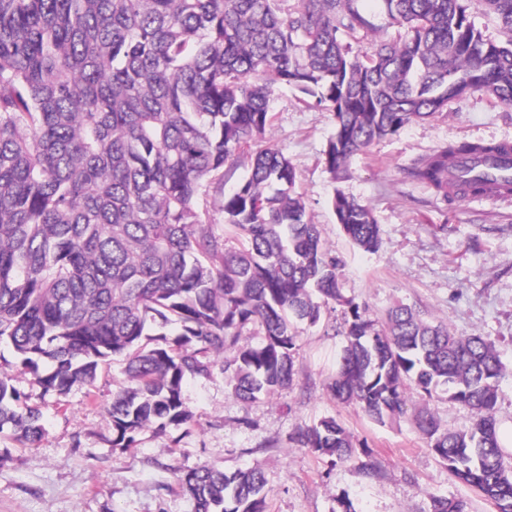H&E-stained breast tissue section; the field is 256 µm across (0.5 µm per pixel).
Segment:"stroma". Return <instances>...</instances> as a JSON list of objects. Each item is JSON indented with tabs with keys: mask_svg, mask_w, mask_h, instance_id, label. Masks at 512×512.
<instances>
[{
	"mask_svg": "<svg viewBox=\"0 0 512 512\" xmlns=\"http://www.w3.org/2000/svg\"><path fill=\"white\" fill-rule=\"evenodd\" d=\"M333 112L283 91L274 104L271 143L296 169L310 219L341 260L346 298L370 317L403 303L456 334L478 333L494 344L503 365L496 417L512 424V199L437 200L413 180V159L455 141L512 142V105L482 92L450 99L442 112L355 156L348 178L327 172L324 151L334 132ZM371 208L380 226L376 252L353 247L330 201L335 190ZM343 307L325 308L320 323L301 325L292 386L254 402L232 398L222 374L187 379L183 397L194 413L185 428L143 431L137 447L112 445L106 403L125 381L114 358L90 387L60 396L43 393L13 357L0 372L39 406L48 434L21 444L0 437V512H194L180 478L188 469L227 470L261 465L270 489L269 512H428L430 496L467 504V512H496L494 504L451 476L431 452L411 413L386 423L369 419L329 390L342 346ZM338 420L354 453L330 461L295 447L296 429ZM375 472H367L366 463Z\"/></svg>",
	"mask_w": 512,
	"mask_h": 512,
	"instance_id": "1",
	"label": "stroma"
}]
</instances>
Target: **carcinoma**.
I'll use <instances>...</instances> for the list:
<instances>
[{"mask_svg":"<svg viewBox=\"0 0 512 512\" xmlns=\"http://www.w3.org/2000/svg\"><path fill=\"white\" fill-rule=\"evenodd\" d=\"M406 30L370 53L345 39L373 34L359 0H0V344L44 392L91 386L115 356L127 384L112 392V447L145 429L186 427L189 376L224 373L252 402L292 384L295 322L347 307L334 397L383 423L409 393L448 395L471 411L450 431L416 417L428 447L458 480L512 512V463L494 416L502 365L493 343L398 304L383 320L345 298L338 258L296 189L295 167L268 134L282 87L335 113L327 170L483 91L512 104V43L483 38L465 0H380ZM512 32V0H477ZM497 143L453 142L411 163V178L446 201L512 191V174L448 181L462 156ZM248 173L215 232L200 201L224 188L241 159ZM346 237L377 249L371 209L337 192ZM237 246H228L229 240ZM178 326L175 337L151 333ZM41 410L0 374V436L36 443ZM300 448L339 460L353 453L334 418L298 430ZM182 489L194 512H268L260 465H202ZM431 497L429 512H465Z\"/></svg>","mask_w":512,"mask_h":512,"instance_id":"1","label":"carcinoma"}]
</instances>
